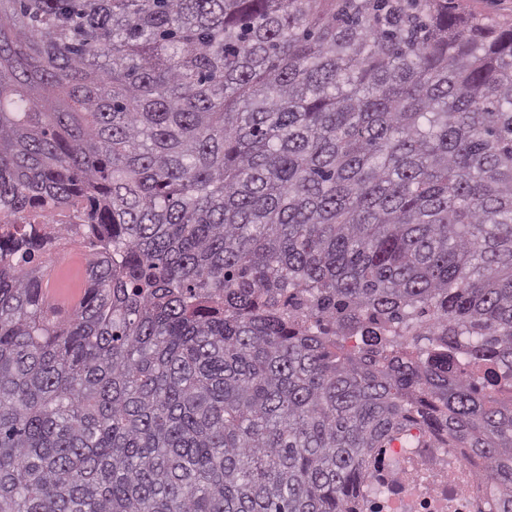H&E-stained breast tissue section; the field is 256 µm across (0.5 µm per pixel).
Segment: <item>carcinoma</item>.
Returning <instances> with one entry per match:
<instances>
[{
  "label": "carcinoma",
  "mask_w": 512,
  "mask_h": 512,
  "mask_svg": "<svg viewBox=\"0 0 512 512\" xmlns=\"http://www.w3.org/2000/svg\"><path fill=\"white\" fill-rule=\"evenodd\" d=\"M0 210L92 247L58 320L0 223V512H363L409 427L512 512V25L0 0ZM338 301L383 335H326Z\"/></svg>",
  "instance_id": "obj_1"
}]
</instances>
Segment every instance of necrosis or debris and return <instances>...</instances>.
Wrapping results in <instances>:
<instances>
[{
	"instance_id": "obj_1",
	"label": "necrosis or debris",
	"mask_w": 512,
	"mask_h": 512,
	"mask_svg": "<svg viewBox=\"0 0 512 512\" xmlns=\"http://www.w3.org/2000/svg\"><path fill=\"white\" fill-rule=\"evenodd\" d=\"M411 447L379 448L366 512H494V497L474 473L480 458L447 447L445 439L414 432Z\"/></svg>"
}]
</instances>
